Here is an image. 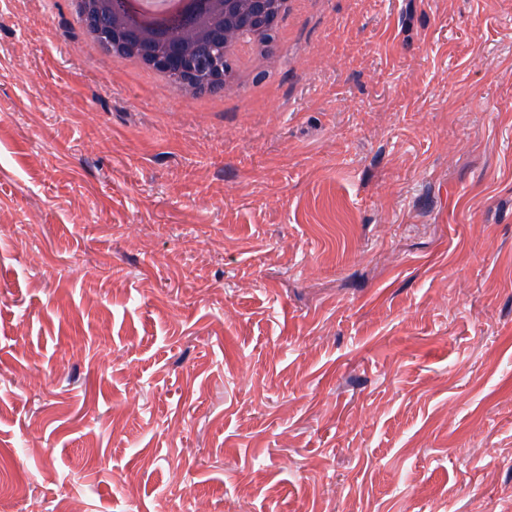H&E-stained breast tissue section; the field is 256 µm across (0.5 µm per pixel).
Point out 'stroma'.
<instances>
[{
  "instance_id": "35a3bbf8",
  "label": "stroma",
  "mask_w": 512,
  "mask_h": 512,
  "mask_svg": "<svg viewBox=\"0 0 512 512\" xmlns=\"http://www.w3.org/2000/svg\"><path fill=\"white\" fill-rule=\"evenodd\" d=\"M0 0V512H512V0H314L174 99Z\"/></svg>"
}]
</instances>
